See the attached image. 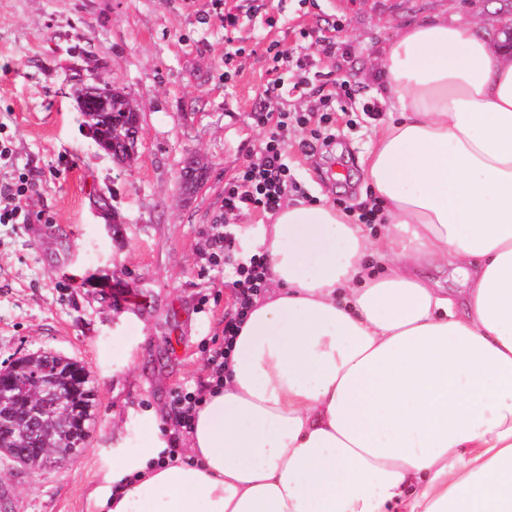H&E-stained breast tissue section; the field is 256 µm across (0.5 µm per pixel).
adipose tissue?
Listing matches in <instances>:
<instances>
[{
    "label": "adipose tissue",
    "instance_id": "obj_1",
    "mask_svg": "<svg viewBox=\"0 0 512 512\" xmlns=\"http://www.w3.org/2000/svg\"><path fill=\"white\" fill-rule=\"evenodd\" d=\"M379 65L364 171L384 226L287 200L242 229L269 286L184 457L161 460L145 416L92 492L105 512H512V58L436 17Z\"/></svg>",
    "mask_w": 512,
    "mask_h": 512
}]
</instances>
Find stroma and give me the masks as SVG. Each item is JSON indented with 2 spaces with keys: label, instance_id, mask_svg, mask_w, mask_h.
I'll use <instances>...</instances> for the list:
<instances>
[{
  "label": "stroma",
  "instance_id": "stroma-1",
  "mask_svg": "<svg viewBox=\"0 0 512 512\" xmlns=\"http://www.w3.org/2000/svg\"><path fill=\"white\" fill-rule=\"evenodd\" d=\"M237 23L225 28V16ZM489 18L504 49L512 0H0V186L32 188L23 224H0V368L51 350L92 373L97 413L66 470L0 458V512H102L92 490L111 448L140 450L138 421L174 391H203L208 359L233 314L231 269L206 261L224 183L259 151L256 110L306 109L268 95L270 44L309 59L311 96H337L336 146L309 149L288 132L287 162L305 202L359 210L361 162L374 130L362 105L380 98L374 60L404 27L433 16ZM336 40L335 53L323 50ZM233 59H226L227 49ZM112 80L141 106L131 163L118 165L83 125L78 94ZM206 167L185 193L191 158Z\"/></svg>",
  "mask_w": 512,
  "mask_h": 512
}]
</instances>
